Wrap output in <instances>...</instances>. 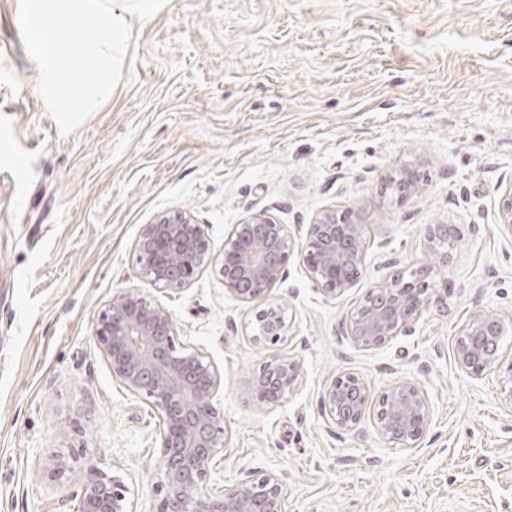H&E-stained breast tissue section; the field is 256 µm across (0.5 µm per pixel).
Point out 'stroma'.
<instances>
[{"label":"stroma","instance_id":"1","mask_svg":"<svg viewBox=\"0 0 512 512\" xmlns=\"http://www.w3.org/2000/svg\"><path fill=\"white\" fill-rule=\"evenodd\" d=\"M18 18L19 0H0V512H75L85 471L49 475L72 452L119 475L133 512H156L159 415L113 377L96 336L127 289L167 307L223 376L232 438L212 491L276 472L284 512H512V330L482 375L454 358L474 312L512 319V235L497 218L512 187V0H168L132 20L118 86L67 136ZM404 164L426 188L398 198L388 177ZM348 209L366 237L353 288L325 299L295 253L271 293L291 320L281 350L304 372L274 406L245 394L271 353L247 329L250 305L208 270L166 294L136 275L135 244L163 214L191 213L218 253L251 214L301 244ZM432 224L457 227L447 264L424 244ZM418 276L448 295L413 333L370 350L340 335L370 289ZM348 372L373 407L395 383L425 389L421 447L323 415Z\"/></svg>","mask_w":512,"mask_h":512}]
</instances>
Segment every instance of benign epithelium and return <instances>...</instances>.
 Returning <instances> with one entry per match:
<instances>
[{
	"label": "benign epithelium",
	"mask_w": 512,
	"mask_h": 512,
	"mask_svg": "<svg viewBox=\"0 0 512 512\" xmlns=\"http://www.w3.org/2000/svg\"><path fill=\"white\" fill-rule=\"evenodd\" d=\"M405 194L421 193L419 172L401 168L391 178ZM499 227L512 234V188L502 194ZM457 236L453 224H433L426 244L440 263L448 261L443 245ZM295 243L283 224L266 214H254L224 240L222 254L212 253L204 225L186 212L161 215L142 231L136 242L137 275L159 291L187 286L210 267L222 278L225 292L254 305L252 338L271 346L288 340L285 309L271 316L266 301L282 286ZM365 261L363 225L351 211L324 213L308 225L303 264L307 274L328 299L352 288ZM442 306L438 289L418 279L375 286L357 311L342 322L340 335L362 349H374L412 332L422 310ZM504 319L476 312L459 331L458 367L481 375L499 360L496 338L504 335ZM96 336L112 375L131 394L141 397L160 416L162 470L156 482L157 512H283L286 478L268 473L244 478L214 494L209 490L212 461L229 444L224 415L216 407L222 375L206 355L177 342L171 312L139 292L127 290L100 312ZM304 373L294 357L271 353L263 369L249 383L247 395L267 405L287 399L302 386ZM369 387L355 373L338 377L321 397L324 414L337 427L355 430L364 421ZM373 420L378 432L401 448H419L427 431L428 399L420 385L402 381L380 396ZM80 466L88 478L79 494L77 512H132L126 487L81 455L61 457L52 477L61 478Z\"/></svg>",
	"instance_id": "7a95c632"
}]
</instances>
